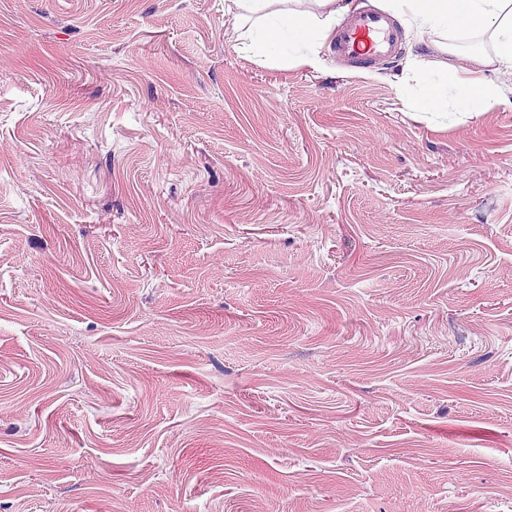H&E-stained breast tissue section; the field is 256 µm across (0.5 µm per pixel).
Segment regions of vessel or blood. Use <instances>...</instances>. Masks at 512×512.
Here are the masks:
<instances>
[{
  "label": "vessel or blood",
  "instance_id": "b4317fda",
  "mask_svg": "<svg viewBox=\"0 0 512 512\" xmlns=\"http://www.w3.org/2000/svg\"><path fill=\"white\" fill-rule=\"evenodd\" d=\"M403 32L398 21L379 9H356L337 27L332 54L354 73L391 66L402 54Z\"/></svg>",
  "mask_w": 512,
  "mask_h": 512
}]
</instances>
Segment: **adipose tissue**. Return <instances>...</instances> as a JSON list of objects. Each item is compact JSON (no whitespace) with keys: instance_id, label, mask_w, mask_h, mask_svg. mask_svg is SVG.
Here are the masks:
<instances>
[{"instance_id":"ef3b65f1","label":"adipose tissue","mask_w":512,"mask_h":512,"mask_svg":"<svg viewBox=\"0 0 512 512\" xmlns=\"http://www.w3.org/2000/svg\"><path fill=\"white\" fill-rule=\"evenodd\" d=\"M313 2V10L306 11L288 6L287 0H224V12L234 19L241 48L257 63H266L273 48L288 46L296 49L299 63L316 68L320 47L345 7L342 0ZM386 7L409 23L417 41L433 32L454 33V40L438 46L445 62L415 60L411 66L427 85L445 74L463 90L460 106L465 111H478L490 93L488 73H512V0H386ZM474 31L489 36L492 53L468 56L460 67L449 64V57L459 54L456 37Z\"/></svg>"}]
</instances>
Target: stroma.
<instances>
[{
  "mask_svg": "<svg viewBox=\"0 0 512 512\" xmlns=\"http://www.w3.org/2000/svg\"><path fill=\"white\" fill-rule=\"evenodd\" d=\"M257 65L224 0H0V512H512V80Z\"/></svg>",
  "mask_w": 512,
  "mask_h": 512,
  "instance_id": "stroma-1",
  "label": "stroma"
}]
</instances>
